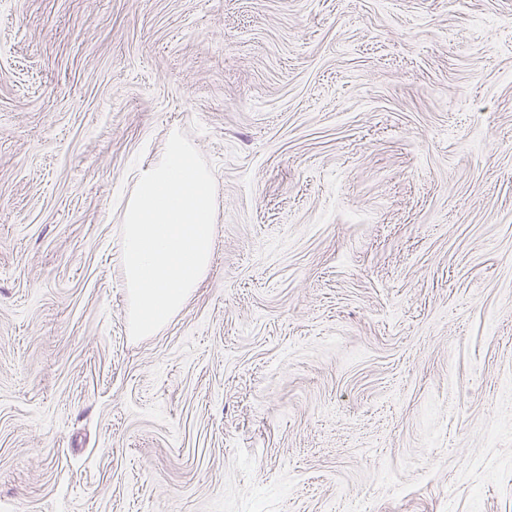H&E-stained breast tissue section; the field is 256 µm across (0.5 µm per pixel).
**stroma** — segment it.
Wrapping results in <instances>:
<instances>
[{"label": "stroma", "instance_id": "1", "mask_svg": "<svg viewBox=\"0 0 512 512\" xmlns=\"http://www.w3.org/2000/svg\"><path fill=\"white\" fill-rule=\"evenodd\" d=\"M176 131L216 246L136 341ZM0 512H512V0H0Z\"/></svg>", "mask_w": 512, "mask_h": 512}]
</instances>
